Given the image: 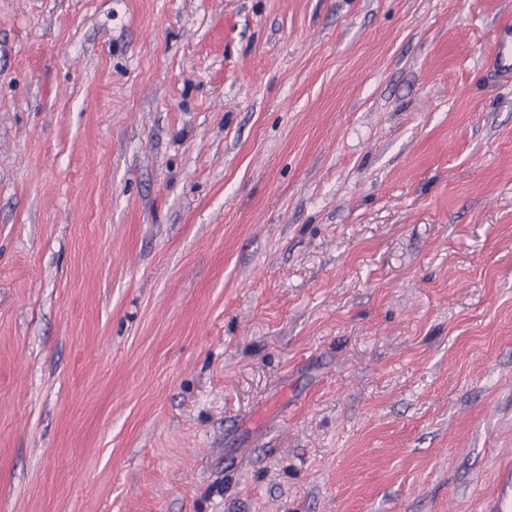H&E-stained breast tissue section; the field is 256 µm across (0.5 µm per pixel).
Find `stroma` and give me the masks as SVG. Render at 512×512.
<instances>
[{"mask_svg":"<svg viewBox=\"0 0 512 512\" xmlns=\"http://www.w3.org/2000/svg\"><path fill=\"white\" fill-rule=\"evenodd\" d=\"M512 0H0V512H494ZM500 49L495 56V63L501 78L512 83V32L505 30L500 39Z\"/></svg>","mask_w":512,"mask_h":512,"instance_id":"stroma-1","label":"stroma"}]
</instances>
